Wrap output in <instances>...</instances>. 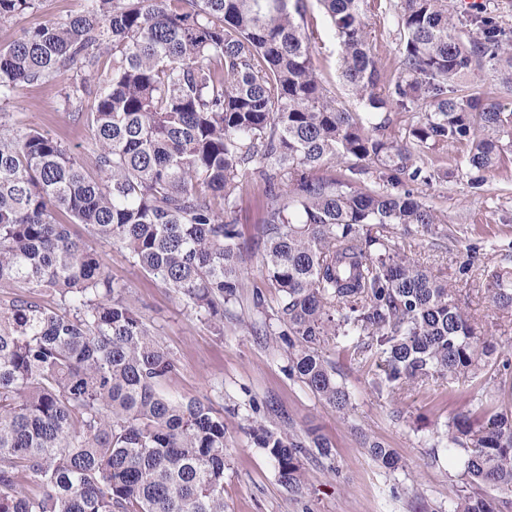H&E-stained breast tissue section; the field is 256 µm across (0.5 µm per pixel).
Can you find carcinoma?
Returning <instances> with one entry per match:
<instances>
[{
	"instance_id": "obj_1",
	"label": "carcinoma",
	"mask_w": 512,
	"mask_h": 512,
	"mask_svg": "<svg viewBox=\"0 0 512 512\" xmlns=\"http://www.w3.org/2000/svg\"><path fill=\"white\" fill-rule=\"evenodd\" d=\"M40 0H0V22ZM338 40L350 110L316 71L321 34L305 0H86L76 15L0 47V104L78 64L67 116L89 129L97 172L50 133L0 122V512H224V420L161 391L177 360L157 340L86 240L124 249L223 333L224 306L252 287L236 212L258 192L254 227L276 307L254 291V335L288 337L289 372L336 411L352 408L330 341L376 356L389 394L441 380L453 391L492 365L512 376V345L473 319L455 288L390 243V225L437 234L440 220L405 177L432 183L421 154L466 143L471 184L506 164L512 34L489 13L464 20L448 0H394L398 67L386 76L370 41L369 0H317ZM109 73L98 77L103 48ZM418 113L405 131L399 115ZM512 320V266L484 270ZM57 295L53 307L40 296ZM448 422L465 482L448 512H512V408L476 399ZM248 434L280 483L303 488L302 458L331 447L316 432L275 431L254 410ZM363 447L389 468L383 443ZM497 492L486 496L482 487Z\"/></svg>"
}]
</instances>
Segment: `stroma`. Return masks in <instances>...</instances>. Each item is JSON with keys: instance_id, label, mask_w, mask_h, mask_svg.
<instances>
[{"instance_id": "obj_1", "label": "stroma", "mask_w": 512, "mask_h": 512, "mask_svg": "<svg viewBox=\"0 0 512 512\" xmlns=\"http://www.w3.org/2000/svg\"><path fill=\"white\" fill-rule=\"evenodd\" d=\"M83 7L84 0H43L38 10L0 24V46L27 29L64 21ZM307 17L324 30L315 54L318 72L332 92L345 96L335 65L337 44L326 32L328 22L317 0H307ZM369 29L382 66L393 69L399 35L388 0L372 8ZM82 77L75 65L53 81L25 86L6 111L11 120L61 140L91 172L95 157L89 130L65 114V94ZM464 152L463 145L452 143L443 151L426 153L424 161L436 177L429 185H410L440 218L438 236H407L394 226L392 241L442 278L453 277L459 263L475 256L478 273L459 282V296L474 319L490 327L500 341L512 342V327L502 321L479 273L486 265H512V165L491 172L485 185L475 189L459 164ZM91 246L112 277L128 285L130 303L176 357L178 369L165 394L177 401L201 400L223 415L226 512H448V493L461 484L463 475L459 454L448 451V422L468 409L470 395L477 391L495 390L502 404L512 403V389L490 369L453 392L434 383L395 396L381 394L372 386L379 359L351 356L329 342L321 352L335 361L336 378L352 401L349 415H341L290 374L288 346L281 338L249 333L247 325L254 318L250 302L230 305L223 332H215L172 289L144 278L125 250L104 240ZM266 404L275 408L267 417L269 427L289 424L300 433L314 429L332 447L331 458L315 453L304 458L301 493L280 484L274 461L246 433L253 406ZM365 434L391 448L400 469H388L373 459L361 444Z\"/></svg>"}]
</instances>
